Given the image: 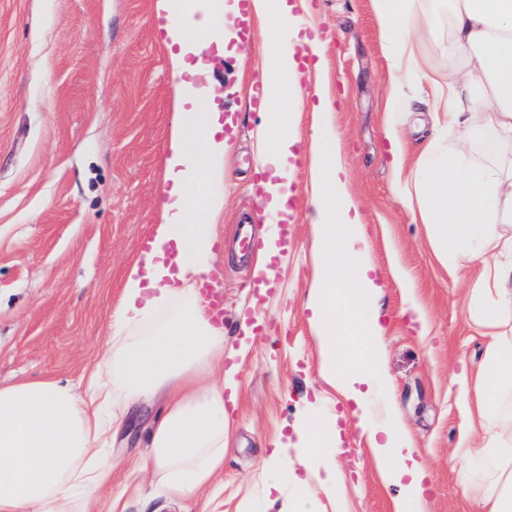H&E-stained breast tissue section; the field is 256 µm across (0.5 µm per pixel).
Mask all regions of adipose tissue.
I'll list each match as a JSON object with an SVG mask.
<instances>
[{
    "mask_svg": "<svg viewBox=\"0 0 512 512\" xmlns=\"http://www.w3.org/2000/svg\"><path fill=\"white\" fill-rule=\"evenodd\" d=\"M387 44L389 94L386 137L390 167L416 223L426 225L435 254L449 273L475 272L470 312L491 341L481 369L482 442L465 444L460 456L484 475L467 488L486 512H512V412L499 406L512 388V158L489 163L473 157L472 138L492 126L512 138V0H373ZM269 57L264 73L266 120L256 130L257 160L267 179L257 202L266 225L253 274L267 296L288 265L282 224L291 223L297 149L292 101L302 92L296 59L300 49L320 55L318 39L302 34L293 0H253ZM180 17L168 36L180 47L174 59L186 112L174 115L169 151L163 160L168 184L161 221L149 247L128 266L121 303L109 325V349L95 363L83 390L54 379L0 386V512H116L121 494L112 489L116 466L109 449L128 421L150 418L147 453L139 470L153 477L144 501L164 495L197 503L224 470L228 411L240 390L238 356L254 335L244 327L237 346L224 344L202 295L212 283L221 239L216 219L224 208V161L233 145L222 115L207 111L192 77L204 35L223 27L236 0H217L212 12L195 18L192 0H164ZM447 28L435 47L462 56L463 74L441 80L424 50V36ZM428 86L431 128L444 134L466 130L447 158L408 161L403 129L416 115L404 76ZM320 218L312 227L316 262L306 307L320 339L328 381L352 401V414L372 445L387 479L400 494L396 512H422L428 470L405 438L392 401L371 415L368 394L386 381L382 367L386 328L375 300L370 237L334 137H324L309 155ZM342 440L335 417L306 403L295 437L279 435L272 462L287 466L291 454L304 460V474L289 472L301 494L292 512H322L323 499L341 494L334 459Z\"/></svg>",
    "mask_w": 512,
    "mask_h": 512,
    "instance_id": "ef3b65f1",
    "label": "adipose tissue"
}]
</instances>
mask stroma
I'll return each instance as SVG.
<instances>
[{
  "mask_svg": "<svg viewBox=\"0 0 512 512\" xmlns=\"http://www.w3.org/2000/svg\"><path fill=\"white\" fill-rule=\"evenodd\" d=\"M306 34L323 43L324 73L305 71L301 145L316 135L317 79L332 100L329 127L350 189L367 225L383 285L387 325L383 358L389 392L427 466L428 512H481L466 494L468 464L457 450L470 413L489 337L468 314L472 273L448 276L424 225L396 196L384 128L388 62L373 0H295ZM158 0H0V385L52 378L83 388L109 347L111 316L126 267L135 259L164 198L161 162L175 114L173 50ZM202 93L234 117L224 209V337L241 334L239 309L254 294L251 270L234 243L240 217L257 219L260 176L256 125L266 59L258 36L213 34L201 53ZM290 260L263 309L265 326L242 360L236 423L224 472L206 508L166 497L142 506L132 494L150 485L136 461L146 452L144 421L112 446L115 487H129L125 512H291L289 488L266 494L278 470L262 461L278 434H292L303 399H320L338 417L345 453L336 467L343 508L394 512L385 483L346 400L320 374L319 344L304 299L313 276L306 165L295 173ZM410 279L428 317L404 314L402 279Z\"/></svg>",
  "mask_w": 512,
  "mask_h": 512,
  "instance_id": "obj_1",
  "label": "stroma"
}]
</instances>
